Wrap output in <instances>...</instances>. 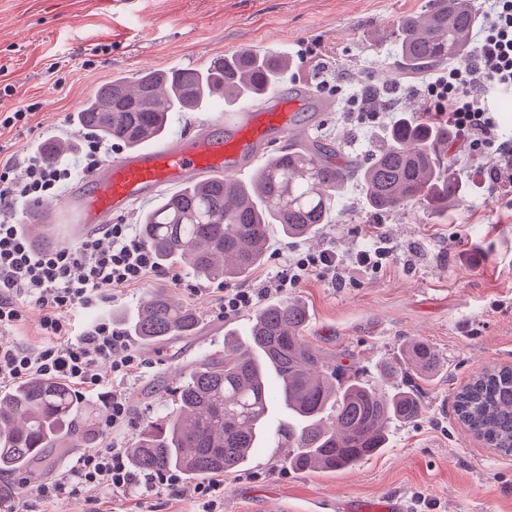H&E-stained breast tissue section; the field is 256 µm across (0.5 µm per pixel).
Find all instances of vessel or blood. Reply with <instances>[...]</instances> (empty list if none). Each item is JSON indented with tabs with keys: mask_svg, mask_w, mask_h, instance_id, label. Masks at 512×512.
<instances>
[{
	"mask_svg": "<svg viewBox=\"0 0 512 512\" xmlns=\"http://www.w3.org/2000/svg\"><path fill=\"white\" fill-rule=\"evenodd\" d=\"M306 105L305 98L279 95L260 109L245 103L237 107L224 138L202 132L107 159L73 194L61 198L56 208L44 210L43 221L52 223L57 210L65 209L82 234L160 188L183 186L207 175H240L263 155L272 136L290 135L295 112ZM336 512H407V507L396 495L374 505L345 498L337 501Z\"/></svg>",
	"mask_w": 512,
	"mask_h": 512,
	"instance_id": "b4317fda",
	"label": "vessel or blood"
}]
</instances>
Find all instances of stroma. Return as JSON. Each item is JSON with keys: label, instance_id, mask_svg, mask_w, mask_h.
<instances>
[{"label": "stroma", "instance_id": "1", "mask_svg": "<svg viewBox=\"0 0 512 512\" xmlns=\"http://www.w3.org/2000/svg\"><path fill=\"white\" fill-rule=\"evenodd\" d=\"M428 6L429 0H0V113L30 114L26 124L0 132V157L15 158L13 175L20 179L24 156L45 139L82 142L72 114L112 75L203 68L234 51L266 50L283 40L298 56L279 92L306 85L334 102L329 112L312 106L297 112L295 136L313 134L341 160L363 161L382 125L369 122L354 98L376 87L386 100L419 110L413 91L430 76L396 78L391 42L398 20ZM224 110V103L213 102L198 112L173 113L169 134L215 129ZM448 152L470 188L462 205L439 214L418 206L378 214L350 186L335 223L310 238L272 236L259 268L224 282L227 290L258 288L294 254L335 251L348 261L340 281L310 278L287 292L310 311L306 339L367 382H378L384 367L394 381H405L401 346L409 337L433 346L443 368L433 378L415 379L426 411L392 427L378 456L351 469L299 472L286 464V449H257L245 467L225 475L223 512H321L344 497L390 493L406 501L408 512H512V455L486 447L457 422L452 407L475 372L512 365V188L492 182L466 138H455ZM378 234L392 253L387 266H350ZM178 272V285L156 276L113 288L100 310L82 316L86 322L108 317L119 329L124 314L162 292L199 317L194 336L140 345L144 368L120 386L132 423L101 433L100 445L129 446L156 410L170 406L176 371L190 368L202 351L223 350L225 333L246 327L248 313L220 317L215 293L192 292L196 277L183 266ZM78 454L50 448L44 459L1 477L12 496L0 502V512H39L36 479L68 467ZM196 487L183 479L174 490L126 507L197 512Z\"/></svg>", "mask_w": 512, "mask_h": 512}]
</instances>
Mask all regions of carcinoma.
<instances>
[{
	"instance_id": "1",
	"label": "carcinoma",
	"mask_w": 512,
	"mask_h": 512,
	"mask_svg": "<svg viewBox=\"0 0 512 512\" xmlns=\"http://www.w3.org/2000/svg\"><path fill=\"white\" fill-rule=\"evenodd\" d=\"M479 23L471 0H430L422 14L397 24V61L422 74L465 59ZM288 64L247 49L204 68L144 70L117 75L74 116L76 128L128 149L165 135L171 112H196L216 96L259 101L276 90ZM454 131L410 112L395 116L382 143L354 164L323 159L315 144L265 158L247 181L218 176L164 194L143 210L140 236L162 264L179 263L201 280L243 278L263 263L269 240L307 238L328 224L344 188L360 185L369 208L430 210L464 201V180L447 158ZM72 144H42L49 163ZM309 322L295 299L259 305L244 337L224 339V353L205 352L128 448L140 472H179L205 480L237 470L263 444L288 449L300 471L355 467L386 447L390 427L417 420L424 404L412 389L344 376L302 332ZM195 311L164 293L150 295L127 324L145 344L192 336ZM406 368L423 379L440 366L428 343L402 344ZM459 421L497 451L512 454V366L487 367L455 396ZM91 407L60 378L34 377L0 391V473L26 467L48 448L68 442L95 448Z\"/></svg>"
}]
</instances>
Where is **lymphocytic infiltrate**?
<instances>
[{"label": "lymphocytic infiltrate", "instance_id": "obj_1", "mask_svg": "<svg viewBox=\"0 0 512 512\" xmlns=\"http://www.w3.org/2000/svg\"><path fill=\"white\" fill-rule=\"evenodd\" d=\"M505 93H512V0H487L476 54L428 81L419 97L423 114L446 119L469 137L473 150L487 152L485 167L495 181L512 170V137L498 135L488 97ZM111 152V146L88 138L70 164L31 155L19 182L10 176L11 161L0 163V331L17 328L31 305L42 313L43 331L37 347L0 345V385L55 377L94 392L137 377L143 369L139 351L110 319L90 321L77 332L71 323L75 313L98 307L106 288L139 286L162 275L136 226L101 224L77 244L39 249L12 217L17 203L57 195L75 170L93 171ZM342 267L330 250L298 255L264 287L219 294L220 314L234 316L313 276L336 279ZM178 482L171 473L133 470L124 448L112 444L84 452L42 482L37 494L49 506L83 494L96 504V512H112L113 502L157 495Z\"/></svg>", "mask_w": 512, "mask_h": 512}]
</instances>
